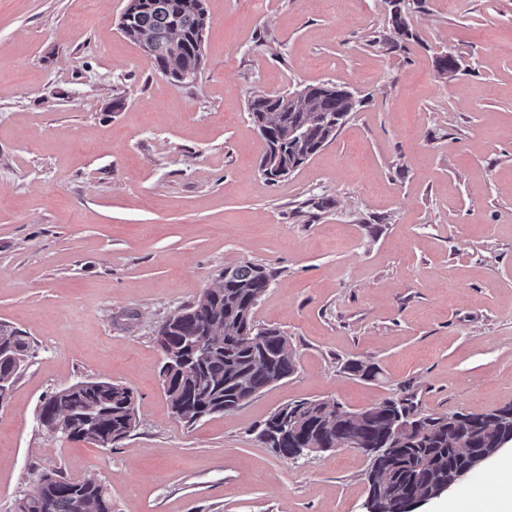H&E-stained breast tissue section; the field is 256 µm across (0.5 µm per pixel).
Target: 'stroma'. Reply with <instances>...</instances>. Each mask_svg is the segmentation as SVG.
Returning a JSON list of instances; mask_svg holds the SVG:
<instances>
[{"label": "stroma", "instance_id": "obj_1", "mask_svg": "<svg viewBox=\"0 0 512 512\" xmlns=\"http://www.w3.org/2000/svg\"><path fill=\"white\" fill-rule=\"evenodd\" d=\"M127 4L0 0V321L32 346L0 406V512L51 470L100 479L116 512H365L367 456L294 462L257 431L305 398L512 404V0H207L186 84L121 35ZM445 51L461 63L447 82ZM323 82L356 111L266 182L248 101ZM246 261L276 273L254 318L287 334L297 369L185 424L157 329ZM93 379L133 390L132 436L45 434L42 399Z\"/></svg>", "mask_w": 512, "mask_h": 512}]
</instances>
